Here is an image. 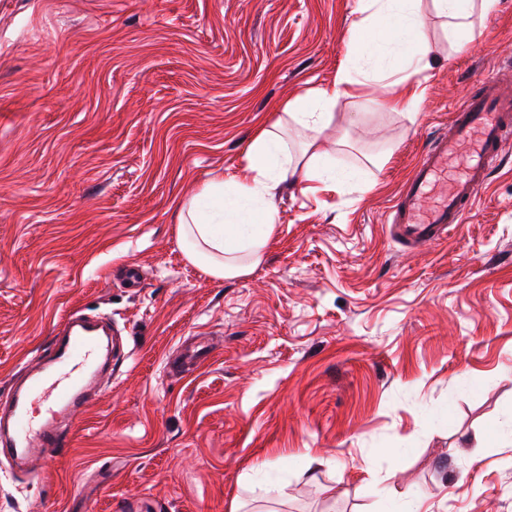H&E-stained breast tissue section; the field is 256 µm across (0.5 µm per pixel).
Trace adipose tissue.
Segmentation results:
<instances>
[{
	"label": "adipose tissue",
	"mask_w": 512,
	"mask_h": 512,
	"mask_svg": "<svg viewBox=\"0 0 512 512\" xmlns=\"http://www.w3.org/2000/svg\"><path fill=\"white\" fill-rule=\"evenodd\" d=\"M498 0H433L438 16L447 21L449 36L470 25L474 7L490 11ZM427 17L419 0H362L354 24L356 63L375 80L398 87L394 109L415 115L424 91L409 75L427 69L426 56L415 53ZM342 73L336 82L290 100L285 114L307 137L302 159H295L278 132L261 130L251 141L237 174L214 175L179 211L180 241L187 259L216 279L234 278L259 265L263 250L278 228L273 198L290 177L310 182L324 179L325 132L339 100L356 86Z\"/></svg>",
	"instance_id": "adipose-tissue-1"
}]
</instances>
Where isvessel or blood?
<instances>
[{"label": "vessel or blood", "mask_w": 512, "mask_h": 512, "mask_svg": "<svg viewBox=\"0 0 512 512\" xmlns=\"http://www.w3.org/2000/svg\"><path fill=\"white\" fill-rule=\"evenodd\" d=\"M468 147L466 169L446 193L435 194L448 162ZM512 148V92L505 90L499 69L483 75L478 92L468 94L447 132L425 148L404 182L388 216L408 243H434L462 223L489 179L493 159ZM106 324L71 315L53 340L48 358L36 359L26 381L10 390L8 407L0 406V458L30 468L50 449L64 445L59 415L82 411L103 370L99 358Z\"/></svg>", "instance_id": "b4317fda"}]
</instances>
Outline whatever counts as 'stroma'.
Returning <instances> with one entry per match:
<instances>
[{"label": "stroma", "instance_id": "stroma-1", "mask_svg": "<svg viewBox=\"0 0 512 512\" xmlns=\"http://www.w3.org/2000/svg\"><path fill=\"white\" fill-rule=\"evenodd\" d=\"M421 7L418 116L373 81L342 100L347 179L282 184L262 262L219 280L179 209L351 68L358 0H0V398L72 310L129 351L35 474L0 465V512H512V149L446 240L386 222L512 60V0L457 43ZM195 336L211 359L172 374Z\"/></svg>", "mask_w": 512, "mask_h": 512}]
</instances>
